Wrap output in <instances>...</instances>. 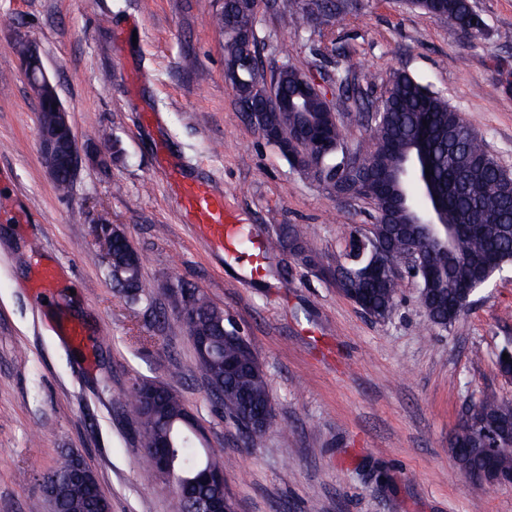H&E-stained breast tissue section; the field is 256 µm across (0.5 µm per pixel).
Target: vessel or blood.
Masks as SVG:
<instances>
[{
    "instance_id": "obj_1",
    "label": "vessel or blood",
    "mask_w": 512,
    "mask_h": 512,
    "mask_svg": "<svg viewBox=\"0 0 512 512\" xmlns=\"http://www.w3.org/2000/svg\"><path fill=\"white\" fill-rule=\"evenodd\" d=\"M167 172L176 203L199 238L214 251H236L240 232L225 210L223 195L209 181L185 175L179 164H170Z\"/></svg>"
}]
</instances>
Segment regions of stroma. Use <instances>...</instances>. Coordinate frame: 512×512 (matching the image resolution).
<instances>
[{
	"mask_svg": "<svg viewBox=\"0 0 512 512\" xmlns=\"http://www.w3.org/2000/svg\"><path fill=\"white\" fill-rule=\"evenodd\" d=\"M483 21L466 36L409 0H357L353 15L295 35L259 7L264 69L353 68L380 97L403 70L461 111L512 170V0H472ZM222 0H0V512H32L43 475L65 451L94 469L112 512H170L171 487L140 456L128 394L149 380L175 390L224 451L239 512H512V486H478L448 439L492 391L512 401L497 357L512 338V264L452 326H431L416 281L402 278L385 321L349 301L330 274L349 230L372 222L364 200L329 196L291 168L241 112L215 27ZM35 45L69 112L79 147L108 134L118 159L81 162L61 195L42 160L38 102L16 41ZM343 54L330 51L331 44ZM208 180L240 233L271 240L296 224L319 265L269 252L262 277L244 258L197 240L156 156ZM119 225L142 259V302L105 276L91 227ZM60 276L47 304L29 287ZM203 291L240 329L267 377L277 424L254 446L210 398L166 292ZM90 341L66 343L61 323Z\"/></svg>",
	"mask_w": 512,
	"mask_h": 512,
	"instance_id": "obj_1",
	"label": "stroma"
}]
</instances>
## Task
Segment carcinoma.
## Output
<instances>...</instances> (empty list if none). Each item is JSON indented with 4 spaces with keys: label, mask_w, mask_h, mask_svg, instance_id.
Wrapping results in <instances>:
<instances>
[{
    "label": "carcinoma",
    "mask_w": 512,
    "mask_h": 512,
    "mask_svg": "<svg viewBox=\"0 0 512 512\" xmlns=\"http://www.w3.org/2000/svg\"><path fill=\"white\" fill-rule=\"evenodd\" d=\"M416 6L428 14L448 20L464 33L481 31L483 22L471 6V0H416ZM279 16L283 23L299 33L311 27L312 15L303 0H280ZM258 6L255 0H235L231 10L216 16V26L225 37V62L231 67L242 57L257 56ZM240 97L252 95V84L264 77L259 67L251 72L239 70ZM336 97L352 102L364 135L354 143L345 140L336 113L329 111L321 99L303 81V71L290 63L283 64L278 88L282 96L296 97L297 109H271L247 115L276 130L283 141L293 143V152L282 153L288 162L306 177L334 194L339 188L350 198L367 200L376 213V244L366 247L361 260L343 267L340 288L347 296L365 298L371 317L389 318L396 309L399 278L391 264L401 253L419 248L425 262L439 271L431 281H420V293L431 324L446 329L465 309L469 296L462 285L474 281L484 285L504 265L512 263V173L504 169L488 149L483 136L461 112L448 105L438 94L417 82L411 75L396 70L390 76L380 99L366 100L364 87L355 72L346 68L333 76ZM430 132L425 167L430 175L413 164L418 142L416 133L422 119ZM440 194V219L446 226L472 224L474 229L455 232L450 251L428 249L419 237L421 214L433 202V192ZM293 246L298 261L315 266L318 259L306 246L302 232L294 225H284L271 249ZM130 247L116 241L112 260L106 262L107 276L127 294L131 303L144 293L141 265L124 274L133 280L125 286L117 271L126 264ZM178 305L190 304L201 316L199 330L227 336L217 341L224 351L235 353L240 347L235 329L224 327V309L215 306L206 294L181 284L170 289ZM197 368L215 388H224L230 405L246 402L259 406L270 398L264 372H226L218 360H197ZM159 411L169 417L180 415L185 406L171 389H154ZM512 416V403L487 392L471 408V419L487 425ZM479 442L458 448L450 441V453L462 471L475 469L480 456L473 452ZM176 453V484L192 481L200 462L189 441L181 440ZM77 459L63 453L43 476L58 486L55 503L58 512H102L108 504L87 489L69 485L67 474Z\"/></svg>",
    "instance_id": "obj_1"
}]
</instances>
